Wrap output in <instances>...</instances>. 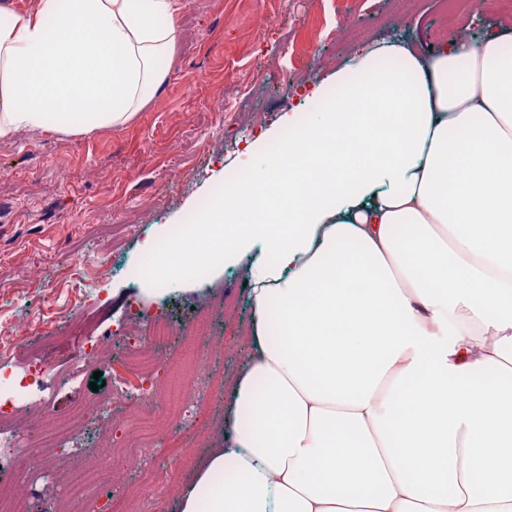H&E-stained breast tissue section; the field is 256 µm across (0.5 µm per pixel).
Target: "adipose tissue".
Wrapping results in <instances>:
<instances>
[{"label": "adipose tissue", "instance_id": "1", "mask_svg": "<svg viewBox=\"0 0 512 512\" xmlns=\"http://www.w3.org/2000/svg\"><path fill=\"white\" fill-rule=\"evenodd\" d=\"M183 0H35L0 22V138L128 124ZM374 43L196 238L250 254L249 356L178 512H512V27Z\"/></svg>", "mask_w": 512, "mask_h": 512}]
</instances>
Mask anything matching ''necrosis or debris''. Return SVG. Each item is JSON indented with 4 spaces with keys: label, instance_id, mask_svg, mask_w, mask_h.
<instances>
[{
    "label": "necrosis or debris",
    "instance_id": "4bbe7bcc",
    "mask_svg": "<svg viewBox=\"0 0 512 512\" xmlns=\"http://www.w3.org/2000/svg\"><path fill=\"white\" fill-rule=\"evenodd\" d=\"M188 231L176 226L156 248L149 297H134L131 317L148 313L153 301L165 298L169 286L180 281L187 268L174 260L183 253ZM227 300H216L201 309L194 325L164 321L150 327L147 335L127 332L79 346L75 365L67 372L51 375L48 365L27 363L16 368L15 388L0 392V512H16L21 500H37L38 512H65L74 500L90 504L92 512H160L171 485L169 476L191 465L196 448L184 439L185 429L206 436L217 432L224 416V379L212 369V361L223 352L224 338L208 329L212 314H223ZM116 349L121 365L112 375V386L96 404L76 403L67 416H51L41 442L31 444L12 419L29 401L45 408L54 405V387H66L81 376L84 367L98 362L103 345ZM52 385H45V378ZM108 434L112 445L85 458V435ZM38 448L41 472L21 473L19 462L30 446ZM81 459L70 481L59 492L41 490L42 471L48 455Z\"/></svg>",
    "mask_w": 512,
    "mask_h": 512
}]
</instances>
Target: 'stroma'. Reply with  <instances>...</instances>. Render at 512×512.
I'll return each instance as SVG.
<instances>
[{
    "label": "stroma",
    "mask_w": 512,
    "mask_h": 512,
    "mask_svg": "<svg viewBox=\"0 0 512 512\" xmlns=\"http://www.w3.org/2000/svg\"><path fill=\"white\" fill-rule=\"evenodd\" d=\"M164 85L120 129L0 139V374L38 350L67 370L82 343L125 328L144 281L136 267L169 228L188 223L227 173L254 174L301 114L310 87L341 66L357 35L335 41L336 0H184ZM423 14L422 26L409 18ZM372 38L439 44L440 0H360ZM273 23L260 27L263 18ZM315 53L296 94L261 81L268 61L290 72ZM193 93H186V86ZM230 97L217 112L213 100ZM246 261L217 269L216 294L248 319ZM95 289L88 298L87 289ZM77 318L44 343L46 327Z\"/></svg>",
    "instance_id": "stroma-1"
}]
</instances>
